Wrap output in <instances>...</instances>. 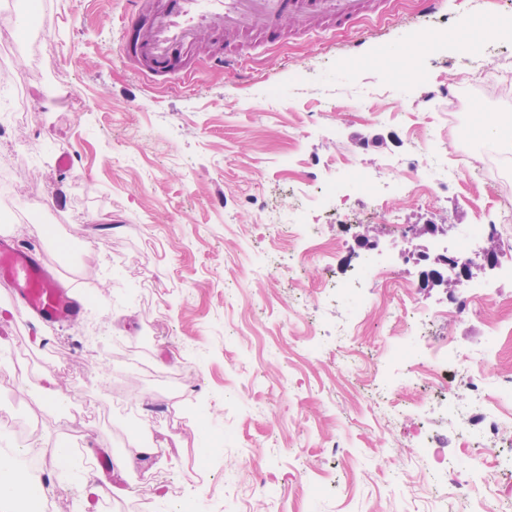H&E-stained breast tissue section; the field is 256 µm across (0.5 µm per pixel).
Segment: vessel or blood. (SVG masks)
Here are the masks:
<instances>
[{
    "instance_id": "obj_1",
    "label": "vessel or blood",
    "mask_w": 512,
    "mask_h": 512,
    "mask_svg": "<svg viewBox=\"0 0 512 512\" xmlns=\"http://www.w3.org/2000/svg\"><path fill=\"white\" fill-rule=\"evenodd\" d=\"M374 0H126L128 20L119 34L122 58L159 83L190 72L189 58L202 35H261L274 42L286 25L303 31L318 21L354 23ZM0 283L25 327L57 329L78 322L85 310L74 292V274L49 261L38 246L0 233Z\"/></svg>"
}]
</instances>
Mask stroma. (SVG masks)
<instances>
[{
    "label": "stroma",
    "instance_id": "1",
    "mask_svg": "<svg viewBox=\"0 0 512 512\" xmlns=\"http://www.w3.org/2000/svg\"><path fill=\"white\" fill-rule=\"evenodd\" d=\"M45 3L44 30L0 27V42H14L0 55V69L14 74L0 81V158L22 140L38 153L37 168L20 169L28 192L16 199L35 213L13 230L44 245L50 261L74 260L88 313L76 326L25 336L12 331L0 288V355L37 369L23 384L0 377V413L35 420L37 442L65 448L78 469L68 482L51 468L45 500L53 512H173V485L195 512H457L409 443L421 421L454 450L460 423L442 414L443 392L403 383L398 422L387 419L381 397L390 373L384 342L408 329L409 315L372 308L353 335L340 336L351 313L328 288L360 279L358 239L367 234L423 305L464 303L429 327V340L485 339L501 311L473 302L472 287L512 300V277L498 269L452 293L424 286L426 262L401 263L386 217L439 225L446 245L471 224L478 247L504 242L483 183L459 185V147L428 86L476 84L488 63L512 72V43L473 38L485 16L512 29V0H436L431 11L422 0H383L349 29L289 31L274 43L205 38L191 77L172 83L152 82L122 60L125 0ZM425 25L455 37L415 50ZM226 51L240 58L235 72L211 65ZM391 55L416 80L381 87L380 62ZM371 93L372 113L361 108ZM64 151L74 167L60 173ZM339 152L369 170L396 162L389 179L407 177L406 161L439 153L450 178L430 206L390 194L368 225L356 208L322 213L317 235L338 245L325 261L306 253L302 232L289 239L279 226L292 190L316 192ZM273 260L294 262L296 273L271 276ZM359 290L371 288L360 279ZM348 353L361 370L336 379L334 365ZM49 388L68 392V401L48 405ZM336 436L339 455L329 448ZM144 443L156 455L136 456ZM203 452L209 483L191 470ZM104 454L127 464L102 473Z\"/></svg>",
    "mask_w": 512,
    "mask_h": 512
}]
</instances>
